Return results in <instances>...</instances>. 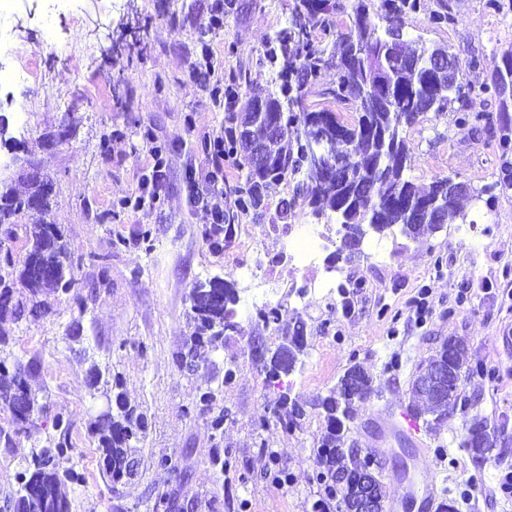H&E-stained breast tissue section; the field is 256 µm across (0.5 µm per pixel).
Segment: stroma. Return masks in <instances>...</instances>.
<instances>
[{"label":"stroma","instance_id":"obj_1","mask_svg":"<svg viewBox=\"0 0 512 512\" xmlns=\"http://www.w3.org/2000/svg\"><path fill=\"white\" fill-rule=\"evenodd\" d=\"M439 0H421L405 19L413 37L450 48L463 81L492 79L493 63L512 50V0H452L454 20L434 27ZM294 0H233L224 25L206 27L207 0H14L0 13V55L10 66L30 71L26 83L0 81V114L10 136L24 143L17 158L36 162L54 187L49 222L63 230L79 291L50 298L45 313L5 322L11 361L33 363L29 378L46 409L39 433L0 440V500L16 486L15 476L35 448L55 436L53 419L72 423L71 450L60 465L80 473L64 492L69 512H157L160 496L189 512H315L335 499L317 478L314 442L326 428L323 410L307 408L300 428L287 432L270 423L281 394L306 401L326 393L351 365L381 383V398L361 407L346 434L348 443L375 448L387 459V473L402 468L412 446L383 431L380 421L407 407L418 362L442 338L467 348L469 365L483 375L460 381L461 401L444 423L425 429L431 464L412 469L410 482L385 485L386 512H436L430 488L446 491L454 512H512V497L497 481L512 469V149L499 145L500 130L468 133L453 112H428L403 132L409 178L419 186L450 177L471 188L492 187L490 201L463 198V224L413 241L372 234L351 262L336 265L332 288L303 291L309 274L282 255L284 239L265 234L253 216L235 206L239 171L225 166L224 181L195 180L210 166L205 135L224 127L226 111L189 73L210 44L224 76H239L238 95L277 90V68L264 60L275 33L288 26ZM73 125L69 141L54 145L47 133ZM151 133L166 160L160 203L135 211L121 201L133 195L146 172L143 135ZM223 209L235 227L233 244L212 249L204 232L209 209L196 196ZM287 209L292 227H317L334 234L330 210L314 212L297 197V183L276 186L264 220ZM151 234V249L138 238ZM125 246L113 249L115 237ZM258 244L264 268L278 283L272 303L278 322L263 327L248 306L237 268ZM217 276L235 284L239 336L214 356L215 364L194 376L181 373L174 354L189 332L186 296L195 281ZM347 285L340 293L339 285ZM427 293L429 312L418 315L413 301ZM306 323L302 364L282 386L267 383L252 346L273 350L283 328ZM80 341H73L72 331ZM119 375L123 391L146 415L147 434L132 479L115 484L104 474L90 423L105 407L89 386L90 366ZM235 370L224 388V435L215 437L197 402L201 389ZM483 417L504 435L493 457L476 468L462 448L463 424ZM221 456L216 468L213 456ZM175 463L160 469V458Z\"/></svg>","mask_w":512,"mask_h":512}]
</instances>
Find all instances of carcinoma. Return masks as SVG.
I'll return each mask as SVG.
<instances>
[{"instance_id":"carcinoma-1","label":"carcinoma","mask_w":512,"mask_h":512,"mask_svg":"<svg viewBox=\"0 0 512 512\" xmlns=\"http://www.w3.org/2000/svg\"><path fill=\"white\" fill-rule=\"evenodd\" d=\"M420 0H356L353 5L354 32L338 29L334 14L342 9L339 0H299L295 5L296 19L291 25L277 32L268 51V58L282 60L280 93H271L274 111L281 122V135L270 143L272 163L263 173L255 172L260 161L246 154L241 142L240 123L244 112H231L224 127V155L234 159L242 171L236 190V207L242 213L252 212L262 216L264 203L280 183L298 180L304 189L303 197L311 204L324 202L336 214L340 245L336 256L350 259V249L369 234H400L417 239L426 230L438 231L446 224L465 218L458 209V200L448 202V209L432 216L427 222H410L409 204L427 203L442 188L448 178L434 180L428 187L415 185L407 176L408 149L401 135L404 128L413 125L421 115L422 100L437 99L434 112H445L459 101H466L494 90L501 100L502 116L509 112L508 99L502 93L500 63L492 72V86L474 88L466 86L460 78H450L447 84L434 87L428 71L420 61L439 50L428 46L404 31L406 16L417 12ZM325 35L336 37L338 52L331 53L321 41L313 39L314 28ZM396 36L406 44L417 65H405L397 53L383 61L384 90L371 92L375 80V63L371 57L379 42ZM328 68L336 70V82L324 90L331 97L336 109H321L319 115L310 117L311 111L304 103L299 89L308 81L317 80ZM355 112L358 119L352 124L341 121L342 113ZM336 126V152L348 159L347 167L330 194L321 193V175L310 168L306 159V137L319 121ZM493 119L480 111L465 113L459 125L478 131L479 126H489ZM29 190L18 194L5 179H0V224H9L8 238L20 237L25 243L22 259L6 254L0 261V319L18 321L29 313L46 310L44 297L68 293L80 286L76 277L68 244L61 228L46 221L49 197L53 191L50 178L42 174L37 179H27ZM34 202L32 222L17 224L14 218L24 211L23 204ZM25 290V298L15 296V283ZM187 315L193 331L184 337L175 353L178 369L193 375L203 367L212 365V357L224 343L240 334V328L227 329L226 319L234 317L238 297L234 284L214 277L193 283L187 295ZM305 349V323L296 319L286 330L282 342L271 353L253 350L252 356L261 363L266 381L278 384L282 376L294 371L299 356ZM466 347L459 343L453 351L442 346L416 367L411 382L414 403L410 410L417 416L431 415L428 425L448 419V407L461 397L460 378L466 364ZM454 373L455 384L444 393L430 390L427 382L440 370ZM32 367L16 368L12 378L0 381V409L10 415V428L0 429V437L9 443L12 436L31 437L39 433L38 421L45 405L32 391L27 377ZM234 375L232 367L224 369V376L216 388L200 396L201 410L210 414L209 424L218 432L224 430V386ZM90 387L114 401L105 414L97 416L90 424L91 434L97 438L98 450L105 473L117 482L123 477L124 463L137 455L146 438V421L143 412L132 406L119 391L120 380L103 379L101 370L91 368ZM381 385L374 384L358 364L350 366L336 385L325 395L315 396L308 405L321 407L326 412L327 428L316 441L318 477L330 481V494L342 504L356 493L362 474L351 465L353 455L345 448L347 425L354 419L357 408L379 395ZM305 406L288 401L282 395L271 412L275 423L286 430L296 429L305 416ZM59 432L57 439L44 446L16 475V488L4 499L3 508L9 512H68V503L61 493L64 480L80 481L74 470L61 471L58 460L70 449L71 423L62 415L54 420ZM501 431L492 429L486 420L475 415L465 423L462 447L466 448L476 466L483 465L497 447Z\"/></svg>"}]
</instances>
